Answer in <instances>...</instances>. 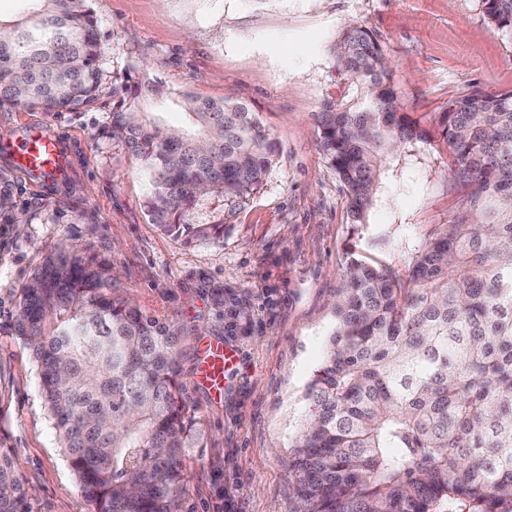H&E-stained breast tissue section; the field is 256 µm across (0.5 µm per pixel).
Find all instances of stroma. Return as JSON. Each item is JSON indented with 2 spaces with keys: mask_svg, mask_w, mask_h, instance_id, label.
Segmentation results:
<instances>
[{
  "mask_svg": "<svg viewBox=\"0 0 512 512\" xmlns=\"http://www.w3.org/2000/svg\"><path fill=\"white\" fill-rule=\"evenodd\" d=\"M106 48L103 88L72 112L0 108V135L39 123L58 135L69 175L50 181L0 155L17 222L0 217V448L9 449L31 512H92L61 447L37 363L17 336L21 291L43 255L68 242L112 265L116 295L179 336L182 398L197 429L185 449L180 512H295L288 457L305 419L303 393L336 325L334 302L350 259L406 273L409 246L459 212L450 150L425 144L418 189L388 158L365 223L319 147L313 115L359 87L332 46L347 26L374 33L391 61L403 109L429 131L448 98L470 87L512 90V36L492 26L482 0H91ZM167 95L149 110L181 128L182 95L251 104L277 145L263 186L240 205L205 198L192 224L217 238L164 234L146 209L139 161L112 140L113 92L140 72ZM207 341L234 360L221 393L194 381Z\"/></svg>",
  "mask_w": 512,
  "mask_h": 512,
  "instance_id": "stroma-1",
  "label": "stroma"
}]
</instances>
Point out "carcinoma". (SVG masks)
I'll return each instance as SVG.
<instances>
[{
    "instance_id": "1",
    "label": "carcinoma",
    "mask_w": 512,
    "mask_h": 512,
    "mask_svg": "<svg viewBox=\"0 0 512 512\" xmlns=\"http://www.w3.org/2000/svg\"><path fill=\"white\" fill-rule=\"evenodd\" d=\"M512 35V0H482ZM336 61L360 96L315 113L320 148L365 223L388 153L428 139L402 111L373 33L347 27ZM105 47L89 0H23L0 18V107L90 106ZM141 73L113 104L112 138L141 161L152 223L186 241L224 233L187 214L216 194L235 205L277 154L246 102L183 98L185 129L143 113ZM460 215L417 245L407 277L353 258L329 348L308 382L288 459L297 512H512V91L461 92L440 112ZM112 266L51 248L22 288L15 331L32 350L45 406L95 512H179L181 456L197 429L182 400L177 333L112 296ZM0 512H28L0 451Z\"/></svg>"
}]
</instances>
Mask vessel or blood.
<instances>
[{
  "label": "vessel or blood",
  "instance_id": "1",
  "mask_svg": "<svg viewBox=\"0 0 512 512\" xmlns=\"http://www.w3.org/2000/svg\"><path fill=\"white\" fill-rule=\"evenodd\" d=\"M0 153L24 172L45 178L68 173L67 153L60 139L42 126L33 125L19 136L0 138ZM231 356L222 343L209 342L196 371L197 383L219 390L223 387L224 367Z\"/></svg>",
  "mask_w": 512,
  "mask_h": 512
}]
</instances>
